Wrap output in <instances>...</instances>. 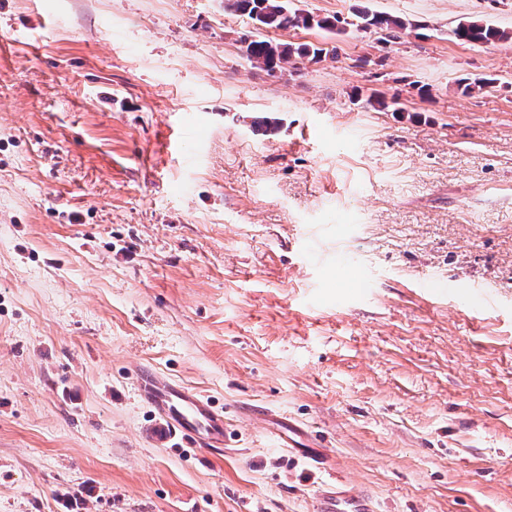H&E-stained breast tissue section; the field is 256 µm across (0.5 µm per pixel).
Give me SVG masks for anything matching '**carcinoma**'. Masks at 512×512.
Masks as SVG:
<instances>
[{
    "mask_svg": "<svg viewBox=\"0 0 512 512\" xmlns=\"http://www.w3.org/2000/svg\"><path fill=\"white\" fill-rule=\"evenodd\" d=\"M224 9L248 17L258 33L239 39L241 50L249 65L270 76L292 74L304 62L318 63L336 58V47L327 44L281 42L263 35L268 30L286 31L305 28L312 24L330 32L344 33L341 20L337 16L314 17L290 6V0H224ZM361 28L380 27L387 31L390 39L398 40L402 35L417 28V25L398 17L374 13L368 9L356 12ZM454 38L463 43L486 44L512 41V32L500 29L481 19L460 22L452 30ZM492 80L486 78H464L459 86L462 93H479L489 86Z\"/></svg>",
    "mask_w": 512,
    "mask_h": 512,
    "instance_id": "obj_1",
    "label": "carcinoma"
}]
</instances>
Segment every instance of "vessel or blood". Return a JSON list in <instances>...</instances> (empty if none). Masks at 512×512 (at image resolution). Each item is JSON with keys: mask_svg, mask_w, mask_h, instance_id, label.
Segmentation results:
<instances>
[{"mask_svg": "<svg viewBox=\"0 0 512 512\" xmlns=\"http://www.w3.org/2000/svg\"><path fill=\"white\" fill-rule=\"evenodd\" d=\"M137 391L159 417L158 424L148 434L152 442L180 438L199 448H221L226 444L228 429L224 414L203 394L187 390L150 369L139 371ZM298 435V427L290 421L281 423L272 432L279 447L302 461L322 462L324 454L318 444L299 442ZM317 512H374V508L368 497L356 493L349 484L329 481L319 495Z\"/></svg>", "mask_w": 512, "mask_h": 512, "instance_id": "1", "label": "vessel or blood"}]
</instances>
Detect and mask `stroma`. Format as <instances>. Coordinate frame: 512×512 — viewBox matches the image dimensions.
<instances>
[{
  "mask_svg": "<svg viewBox=\"0 0 512 512\" xmlns=\"http://www.w3.org/2000/svg\"><path fill=\"white\" fill-rule=\"evenodd\" d=\"M293 6L416 28L276 32L336 58L271 77L224 0H0V512H315L332 474L376 512H512V43L450 35L512 0ZM143 368L228 447L151 443ZM361 29H369L370 27H380L387 31L390 39L387 40H398L401 39V35L410 33L416 28V25L398 17H392L382 13H374L368 9L358 10L355 14ZM273 438L280 448H286L288 453L299 456L304 462L320 463L324 459V452L319 448V444L302 443L296 440L300 437L298 427L288 419V422L282 421L279 428L271 431Z\"/></svg>",
  "mask_w": 512,
  "mask_h": 512,
  "instance_id": "stroma-1",
  "label": "stroma"
}]
</instances>
